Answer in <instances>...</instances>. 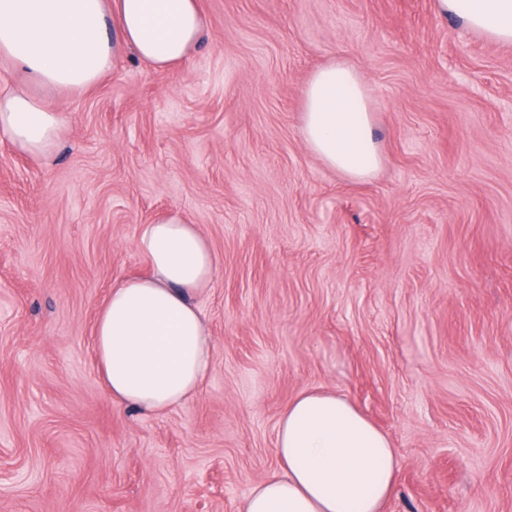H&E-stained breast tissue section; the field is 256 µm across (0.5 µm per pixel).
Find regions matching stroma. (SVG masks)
<instances>
[{
	"label": "stroma",
	"mask_w": 512,
	"mask_h": 512,
	"mask_svg": "<svg viewBox=\"0 0 512 512\" xmlns=\"http://www.w3.org/2000/svg\"><path fill=\"white\" fill-rule=\"evenodd\" d=\"M198 3L180 64L122 55L43 91L51 161L0 137V512H237L318 388L391 439L386 512H512V46L434 0ZM335 59L371 96L361 181L302 137L303 86ZM171 212L217 259L195 298L213 367L146 414L113 403L93 331Z\"/></svg>",
	"instance_id": "stroma-1"
}]
</instances>
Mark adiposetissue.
Returning <instances> with one entry per match:
<instances>
[{"instance_id": "ef3b65f1", "label": "adipose tissue", "mask_w": 512, "mask_h": 512, "mask_svg": "<svg viewBox=\"0 0 512 512\" xmlns=\"http://www.w3.org/2000/svg\"><path fill=\"white\" fill-rule=\"evenodd\" d=\"M435 6L512 45V0ZM206 28L197 0H0V63L27 81L0 91V135L18 152L52 158L64 127L39 90H86L126 50L158 67L177 65ZM302 98L311 152L346 177H370L381 154L359 71L332 61L310 75ZM137 247L151 271L112 287L98 312L94 347L113 402L161 413L196 395L210 374L211 338L194 297L211 283L216 259L197 225L178 213L144 225ZM276 454L282 475L256 485L240 512H384L396 491L391 441L330 390H309L289 403L278 421Z\"/></svg>"}]
</instances>
